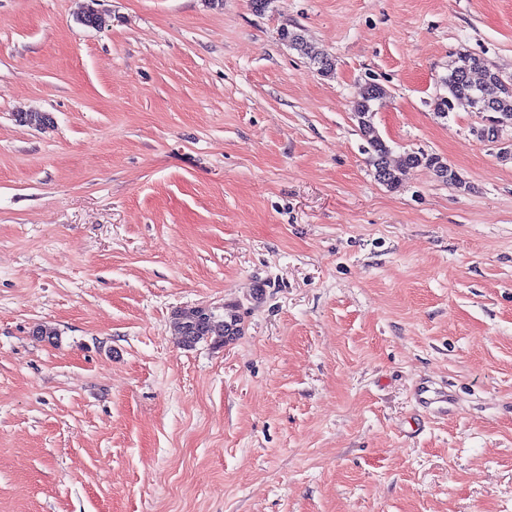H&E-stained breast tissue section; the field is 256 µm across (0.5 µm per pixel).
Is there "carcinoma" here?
I'll list each match as a JSON object with an SVG mask.
<instances>
[{
	"label": "carcinoma",
	"mask_w": 512,
	"mask_h": 512,
	"mask_svg": "<svg viewBox=\"0 0 512 512\" xmlns=\"http://www.w3.org/2000/svg\"><path fill=\"white\" fill-rule=\"evenodd\" d=\"M281 36L290 47L300 51L317 65V71L321 75L332 74V61L309 45L301 32L284 29ZM475 73L480 75L478 82L472 79ZM444 84L448 94L437 97L434 102L435 111L441 117H448L456 106L465 104L477 112L490 113V122H496L501 127L512 124V80L504 78L485 59L479 56L469 57L464 65L448 74ZM382 94V87L369 84L354 105V118L367 143L369 162L374 167L376 180L386 186L395 187L402 181L408 169L425 164L448 183L461 184L456 172L438 157L408 153L396 162L388 160L389 149L378 135L373 122L372 103ZM179 323L181 344L185 347H193L202 341L222 345L241 331V319L233 310L219 316L208 309H193L182 313Z\"/></svg>",
	"instance_id": "obj_1"
}]
</instances>
